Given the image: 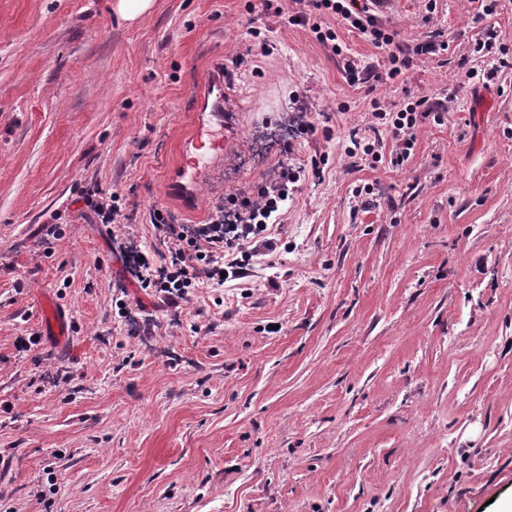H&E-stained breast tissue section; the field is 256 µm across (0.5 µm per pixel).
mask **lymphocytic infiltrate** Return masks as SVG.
<instances>
[{
    "instance_id": "lymphocytic-infiltrate-1",
    "label": "lymphocytic infiltrate",
    "mask_w": 512,
    "mask_h": 512,
    "mask_svg": "<svg viewBox=\"0 0 512 512\" xmlns=\"http://www.w3.org/2000/svg\"><path fill=\"white\" fill-rule=\"evenodd\" d=\"M336 17L357 30L383 54V61L370 64L346 53L327 17ZM294 26L310 29L316 39L340 56L350 83L376 87L397 79L417 63L440 53L442 43L424 39L411 44L401 43L397 31L389 29L370 8V0H307L299 11L288 15ZM497 35L486 28L483 38L473 45L475 53L486 58L481 69L466 71L467 82L489 84L496 73L512 68V59L496 50ZM369 136L351 134L346 155L360 161L381 162L379 133L388 129L395 142L389 159L393 167L405 166L416 144V133L425 119L441 123L448 112V101L427 96L407 98L403 103L371 101ZM302 168L282 167L276 176L260 185L254 193L230 195L233 221L228 225L212 224L204 231L177 230L161 212H154L151 222L155 236L167 253L164 264L157 265L146 254L136 258V277L141 288H154L163 293L168 304L176 307L188 301L189 290L200 281H221L223 276L246 277L253 256L261 249H273L267 236L269 225L278 223L288 208L291 187L300 181Z\"/></svg>"
}]
</instances>
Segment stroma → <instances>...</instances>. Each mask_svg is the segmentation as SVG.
Listing matches in <instances>:
<instances>
[{
    "label": "stroma",
    "instance_id": "35a3bbf8",
    "mask_svg": "<svg viewBox=\"0 0 512 512\" xmlns=\"http://www.w3.org/2000/svg\"><path fill=\"white\" fill-rule=\"evenodd\" d=\"M112 2L0 0V512H512V69L462 84L472 0H394L403 42L448 49L372 91L289 24L299 0H155L136 22ZM215 70L232 118L207 137L233 148L185 198L170 181ZM453 85L404 167L387 135L350 169L372 99ZM296 98L316 132L292 141ZM316 154L247 278L175 314L133 284L113 235L153 251L154 211L210 223ZM99 190L123 225L96 222ZM47 296L68 341L18 352Z\"/></svg>",
    "mask_w": 512,
    "mask_h": 512
}]
</instances>
